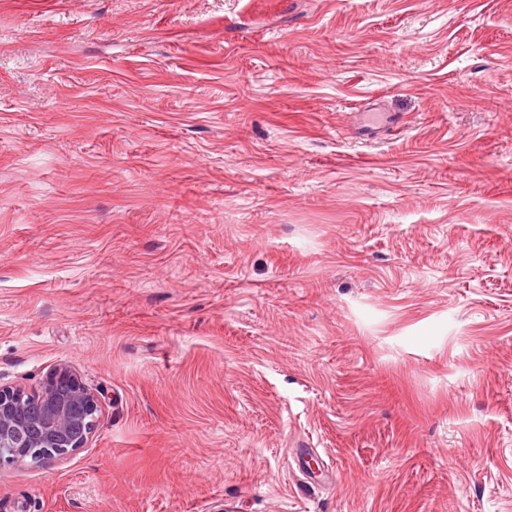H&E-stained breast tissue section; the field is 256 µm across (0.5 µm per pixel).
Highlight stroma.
Here are the masks:
<instances>
[{"mask_svg": "<svg viewBox=\"0 0 512 512\" xmlns=\"http://www.w3.org/2000/svg\"><path fill=\"white\" fill-rule=\"evenodd\" d=\"M241 8L0 0V512H512V0ZM397 123V116L391 112H361L355 125V132L363 138H373L380 131L391 129ZM68 387L60 390L58 384ZM37 399L30 418L26 403ZM101 400L67 363L58 364L39 390L0 386V469L26 459L50 465L87 446L98 423Z\"/></svg>", "mask_w": 512, "mask_h": 512, "instance_id": "obj_1", "label": "stroma"}]
</instances>
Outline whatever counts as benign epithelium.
<instances>
[{"label":"benign epithelium","mask_w":512,"mask_h":512,"mask_svg":"<svg viewBox=\"0 0 512 512\" xmlns=\"http://www.w3.org/2000/svg\"><path fill=\"white\" fill-rule=\"evenodd\" d=\"M36 399L30 418L26 403ZM101 400L66 363L58 364L39 390L0 386V469L26 459L50 465L87 446L98 423Z\"/></svg>","instance_id":"1"}]
</instances>
